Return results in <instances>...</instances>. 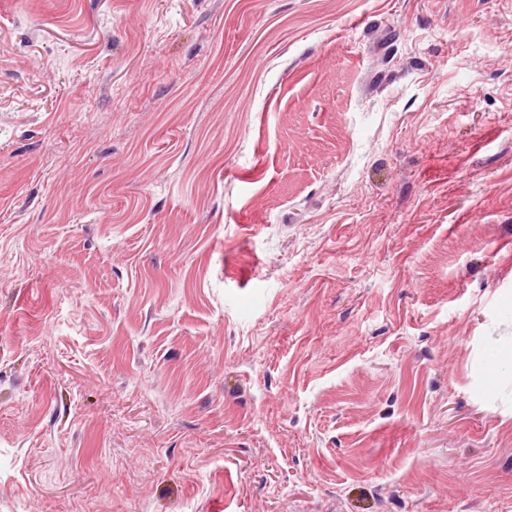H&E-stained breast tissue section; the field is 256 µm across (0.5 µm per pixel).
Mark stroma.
I'll list each match as a JSON object with an SVG mask.
<instances>
[{
  "label": "stroma",
  "instance_id": "1",
  "mask_svg": "<svg viewBox=\"0 0 512 512\" xmlns=\"http://www.w3.org/2000/svg\"><path fill=\"white\" fill-rule=\"evenodd\" d=\"M512 0H0V512H512Z\"/></svg>",
  "mask_w": 512,
  "mask_h": 512
}]
</instances>
